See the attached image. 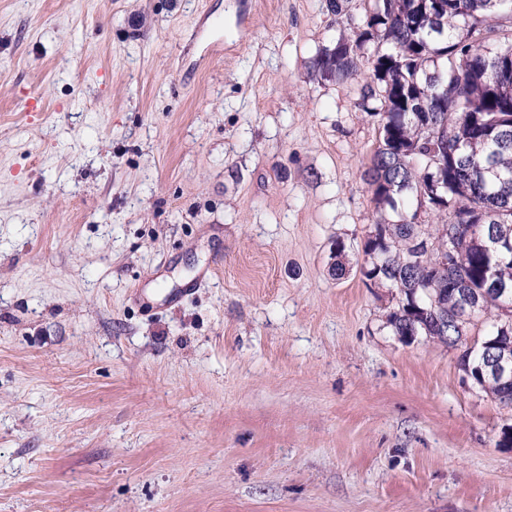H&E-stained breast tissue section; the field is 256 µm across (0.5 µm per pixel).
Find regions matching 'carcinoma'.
<instances>
[{
	"mask_svg": "<svg viewBox=\"0 0 512 512\" xmlns=\"http://www.w3.org/2000/svg\"><path fill=\"white\" fill-rule=\"evenodd\" d=\"M512 0H374L354 36L341 35L314 59L323 81L360 82L356 106L379 117L381 131L363 179L377 204L398 212L380 219L364 251V276L398 296L394 333L443 344L458 335L438 323L455 314L454 289L481 297L466 331L512 354V296L489 289L486 271L512 289ZM371 43L370 54L362 52ZM441 169L427 166L430 155ZM430 193L421 201L417 187ZM432 215L434 248L413 261L417 211ZM451 245L448 266L439 265ZM460 366L473 384L512 407V384L482 374L484 349L460 343Z\"/></svg>",
	"mask_w": 512,
	"mask_h": 512,
	"instance_id": "1",
	"label": "carcinoma"
}]
</instances>
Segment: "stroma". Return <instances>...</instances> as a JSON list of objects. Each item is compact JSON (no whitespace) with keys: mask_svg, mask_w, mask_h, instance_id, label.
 <instances>
[{"mask_svg":"<svg viewBox=\"0 0 512 512\" xmlns=\"http://www.w3.org/2000/svg\"><path fill=\"white\" fill-rule=\"evenodd\" d=\"M371 5L0 0V512H512V408L363 275L313 61Z\"/></svg>","mask_w":512,"mask_h":512,"instance_id":"1","label":"stroma"}]
</instances>
